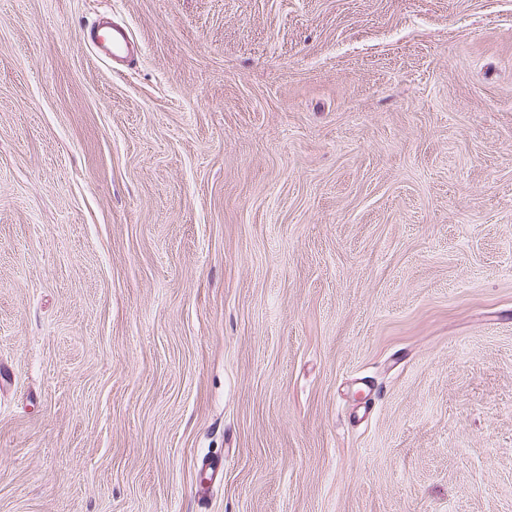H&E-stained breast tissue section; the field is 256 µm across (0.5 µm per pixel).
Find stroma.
<instances>
[{"label": "stroma", "mask_w": 512, "mask_h": 512, "mask_svg": "<svg viewBox=\"0 0 512 512\" xmlns=\"http://www.w3.org/2000/svg\"><path fill=\"white\" fill-rule=\"evenodd\" d=\"M0 512H512V0H0ZM111 23L100 19L98 24L91 27L84 41L96 47V54L103 58L125 62L131 57V47L123 29L112 27Z\"/></svg>", "instance_id": "obj_1"}]
</instances>
